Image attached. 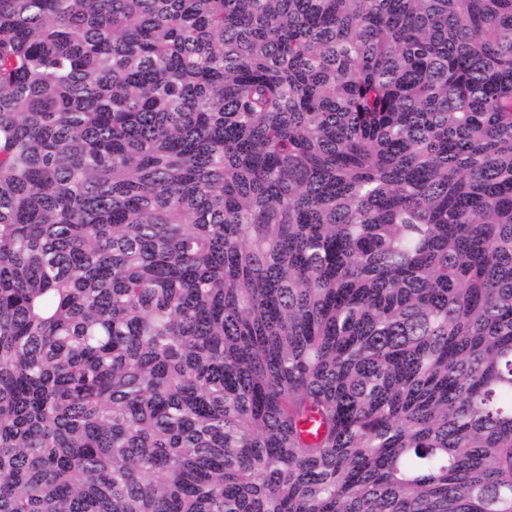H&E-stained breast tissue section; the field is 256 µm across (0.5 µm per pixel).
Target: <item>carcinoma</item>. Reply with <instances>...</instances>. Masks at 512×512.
<instances>
[{
  "mask_svg": "<svg viewBox=\"0 0 512 512\" xmlns=\"http://www.w3.org/2000/svg\"><path fill=\"white\" fill-rule=\"evenodd\" d=\"M0 512H512V0H0Z\"/></svg>",
  "mask_w": 512,
  "mask_h": 512,
  "instance_id": "cac0c4a2",
  "label": "carcinoma"
}]
</instances>
